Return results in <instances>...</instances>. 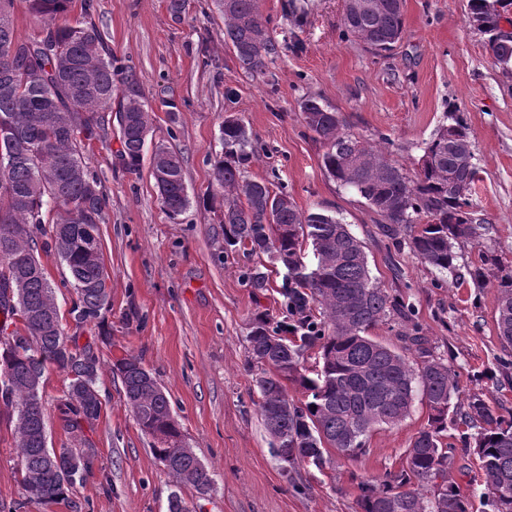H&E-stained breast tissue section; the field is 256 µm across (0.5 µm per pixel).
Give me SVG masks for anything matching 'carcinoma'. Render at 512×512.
Wrapping results in <instances>:
<instances>
[{"label": "carcinoma", "mask_w": 512, "mask_h": 512, "mask_svg": "<svg viewBox=\"0 0 512 512\" xmlns=\"http://www.w3.org/2000/svg\"><path fill=\"white\" fill-rule=\"evenodd\" d=\"M30 13L47 24L45 37L22 38L14 26V0H0V330L14 325L0 343V403L17 405L20 484L26 499L70 504V493L92 473V454L77 469L48 464L41 388L46 367L68 380L63 421L66 432L83 438V424L101 415L99 357L91 344L64 335L54 290L39 262L36 233L51 226V239L77 294L70 314L78 325L98 321L110 304L109 275L102 254L88 252L106 205L100 176L91 171L83 150L88 141L108 138L118 125L117 157L131 173L139 171L151 132L148 111L139 96L126 97L115 116L112 53L88 20L93 0H81L83 19L69 15L75 0H26ZM224 18V38L243 68L258 70L278 53L259 0H216ZM512 12V0H467L466 14L484 18L487 49L498 66H512V38L498 36ZM404 33L403 10L385 3L344 19L343 36L363 42L376 56L391 51ZM306 127L324 147L322 167L340 186L358 194L383 220L395 244L406 236L410 249L428 267L453 271L458 242H477L484 230L469 195L477 177L467 123L448 114L451 130L439 127L426 144L430 162L410 176L404 168L349 131L341 113L315 98L300 104ZM221 152L213 160L216 188L210 208L222 211L224 251L264 256L285 272L279 294L285 320L257 315L247 333L256 378L259 414L276 456L293 467L317 456L330 463V451L356 458L366 451L371 431L392 427L409 415L414 388L429 409L427 424L411 438L405 466L398 472L364 477L359 483V512H468L467 500L448 480V424L464 425L462 450L474 453L491 494L492 512H512V415L506 417L480 393L453 404L459 393L456 374L434 354L429 339L413 322L409 305L377 285L362 242L336 216L300 211L288 192L267 180H245L253 158V138L239 118L227 116ZM152 177L167 214L175 219L191 204L182 161L166 143L156 142ZM321 265H305L311 230ZM477 285L497 288L496 328L504 348H512V269L485 251L468 271ZM247 286L269 288L266 266L243 274ZM409 324L401 339L415 359L392 349L369 331L393 318ZM317 350L318 369L309 373L304 354ZM124 397L140 429L154 439L153 452L176 479L168 512H190L182 494L187 487L205 496L213 474L183 438L170 401L155 376L136 357L113 365ZM303 399L288 396L287 385Z\"/></svg>", "instance_id": "cac0c4a2"}]
</instances>
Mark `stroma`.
Returning a JSON list of instances; mask_svg holds the SVG:
<instances>
[{"instance_id":"obj_1","label":"stroma","mask_w":512,"mask_h":512,"mask_svg":"<svg viewBox=\"0 0 512 512\" xmlns=\"http://www.w3.org/2000/svg\"><path fill=\"white\" fill-rule=\"evenodd\" d=\"M91 18L117 68L112 99L136 89L149 111L154 140L181 156L192 204L171 219L157 199L149 165L122 168L117 137L86 143L85 160L101 177L106 207L98 236L111 287L100 322L76 327L67 312L75 296L54 249L37 257L64 312L66 335L91 342L100 359L106 405L86 429L93 472L70 505L23 503L16 472V421L0 407V512H167L176 482L152 451L128 407L117 359L136 356L168 395L187 446L213 473L205 497L184 490L192 512H358V482L399 470L428 409L414 397L399 425L372 433L363 455L337 457L318 471L286 468L275 457L258 412L256 369L246 336L250 317L280 315L275 292L244 285L257 257L225 253L222 232L203 200L214 181L225 115L241 117L264 154L246 167L248 180L279 176L298 209H321L343 219L363 243L371 275L402 295L436 354L448 357L461 396L484 393L512 411V387H497V292L476 286L468 270L481 251L512 268V75L496 67L486 37L466 24L467 0H404L405 33L386 56L340 38L344 0H260L279 52L265 67H241L224 40L213 0H187L174 16L169 0H93ZM315 97L340 112L352 131L414 173L448 111L470 127L479 178L470 200L488 219L476 243H459L454 273L441 276L408 247H395L381 218L322 167L324 149L303 121L300 103ZM65 376L49 369L42 401L49 446L75 447L59 407ZM448 476L470 503L487 512L474 456L449 449Z\"/></svg>"}]
</instances>
